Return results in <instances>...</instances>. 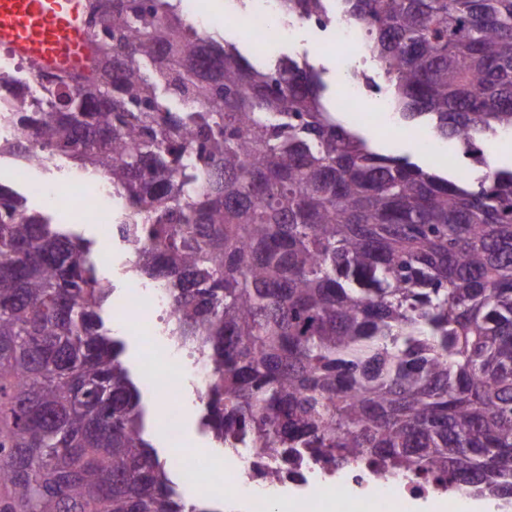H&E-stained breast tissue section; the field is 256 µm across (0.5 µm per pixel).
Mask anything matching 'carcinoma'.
<instances>
[{"label": "carcinoma", "instance_id": "carcinoma-1", "mask_svg": "<svg viewBox=\"0 0 512 512\" xmlns=\"http://www.w3.org/2000/svg\"><path fill=\"white\" fill-rule=\"evenodd\" d=\"M327 2L278 0L301 21ZM341 2L403 126L427 119L467 173L377 152L325 68L257 67L173 0H104L110 72L0 101V120L33 130L37 164L66 158L124 199L128 273L207 362L222 447L512 504V168L488 160L512 132V0ZM94 245L0 184V512H211L147 438Z\"/></svg>", "mask_w": 512, "mask_h": 512}]
</instances>
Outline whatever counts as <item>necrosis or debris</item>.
<instances>
[{
  "mask_svg": "<svg viewBox=\"0 0 512 512\" xmlns=\"http://www.w3.org/2000/svg\"><path fill=\"white\" fill-rule=\"evenodd\" d=\"M224 22L261 34L262 53L266 56L294 45L305 28L341 48L340 69H349L354 60L365 55L363 28L338 12L331 13L325 21L317 17L291 21L280 16L277 0H256L247 12L225 14ZM74 195L92 223L109 225L111 238H118L120 231L113 223V212L120 198L109 180H100L88 189L77 188ZM144 310L162 322L173 315V306L161 291L138 281L130 282L122 294L112 298L114 317L128 319ZM265 469L250 449H242L235 461L224 465L225 497L232 500L239 494H248L250 512H268L279 485L290 482L303 488L302 493L291 499V512H316L324 502L333 512H361L366 501L371 503L373 512H413L417 502L442 493L436 482L369 468L330 470L314 462H303L296 470L277 477L266 475Z\"/></svg>",
  "mask_w": 512,
  "mask_h": 512,
  "instance_id": "obj_1",
  "label": "necrosis or debris"
}]
</instances>
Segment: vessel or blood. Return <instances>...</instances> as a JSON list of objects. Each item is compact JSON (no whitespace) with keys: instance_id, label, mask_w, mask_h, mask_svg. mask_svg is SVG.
Listing matches in <instances>:
<instances>
[{"instance_id":"1","label":"vessel or blood","mask_w":512,"mask_h":512,"mask_svg":"<svg viewBox=\"0 0 512 512\" xmlns=\"http://www.w3.org/2000/svg\"><path fill=\"white\" fill-rule=\"evenodd\" d=\"M91 0H0V47L45 74L94 79L99 56L89 35Z\"/></svg>"}]
</instances>
